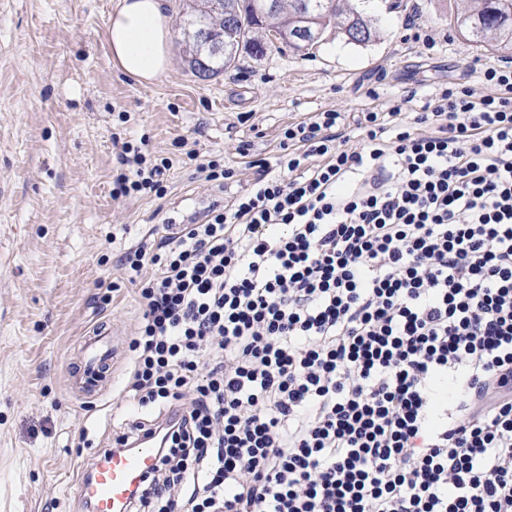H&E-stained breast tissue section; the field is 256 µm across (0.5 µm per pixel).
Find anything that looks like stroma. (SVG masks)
Instances as JSON below:
<instances>
[{
    "instance_id": "35a3bbf8",
    "label": "stroma",
    "mask_w": 512,
    "mask_h": 512,
    "mask_svg": "<svg viewBox=\"0 0 512 512\" xmlns=\"http://www.w3.org/2000/svg\"><path fill=\"white\" fill-rule=\"evenodd\" d=\"M172 64L151 83L116 70L103 32L117 0H0V512H78L75 459L111 447L154 411L123 399L128 344L142 316L118 264L168 224H199L251 186V162L276 164L289 123L336 110H387L405 91L423 104L501 64L450 26L454 0H373L366 45L328 35L310 52H239L208 81L188 67L187 0H167ZM168 157L167 192L113 197L123 142ZM216 160L232 179L206 181ZM109 303H101V296ZM106 321L119 340L117 382L72 388L81 336Z\"/></svg>"
}]
</instances>
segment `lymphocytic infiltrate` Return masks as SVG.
Here are the masks:
<instances>
[{
    "instance_id": "lymphocytic-infiltrate-1",
    "label": "lymphocytic infiltrate",
    "mask_w": 512,
    "mask_h": 512,
    "mask_svg": "<svg viewBox=\"0 0 512 512\" xmlns=\"http://www.w3.org/2000/svg\"><path fill=\"white\" fill-rule=\"evenodd\" d=\"M403 127L289 124L286 175L127 248L125 391L168 425L129 512H512V65ZM113 196L166 193L124 142Z\"/></svg>"
}]
</instances>
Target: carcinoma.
I'll return each mask as SVG.
<instances>
[{"label": "carcinoma", "instance_id": "carcinoma-1", "mask_svg": "<svg viewBox=\"0 0 512 512\" xmlns=\"http://www.w3.org/2000/svg\"><path fill=\"white\" fill-rule=\"evenodd\" d=\"M203 6L183 22L182 33L191 52L195 77L207 81L231 67L239 47L256 52L267 42L255 37L259 30L282 36L308 25L323 37L327 31L362 45L376 37L373 19L357 0H319L320 8L308 12L304 0H275V10L261 9L263 0H201ZM454 27L463 40L492 53L512 56V0H454Z\"/></svg>", "mask_w": 512, "mask_h": 512}]
</instances>
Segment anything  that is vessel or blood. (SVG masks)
<instances>
[{
	"label": "vessel or blood",
	"instance_id": "b4317fda",
	"mask_svg": "<svg viewBox=\"0 0 512 512\" xmlns=\"http://www.w3.org/2000/svg\"><path fill=\"white\" fill-rule=\"evenodd\" d=\"M109 326L99 325L83 336L81 360L73 366L70 380L83 393L95 395L112 384V347ZM153 433L141 434L134 452L103 451L88 476L73 485L78 499L91 504L93 512H126L137 480L157 465L159 455Z\"/></svg>",
	"mask_w": 512,
	"mask_h": 512
}]
</instances>
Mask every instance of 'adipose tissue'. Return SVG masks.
<instances>
[{
  "label": "adipose tissue",
  "instance_id": "1",
  "mask_svg": "<svg viewBox=\"0 0 512 512\" xmlns=\"http://www.w3.org/2000/svg\"><path fill=\"white\" fill-rule=\"evenodd\" d=\"M104 35L114 66L137 82L154 81L171 65L166 0H118Z\"/></svg>",
  "mask_w": 512,
  "mask_h": 512
}]
</instances>
